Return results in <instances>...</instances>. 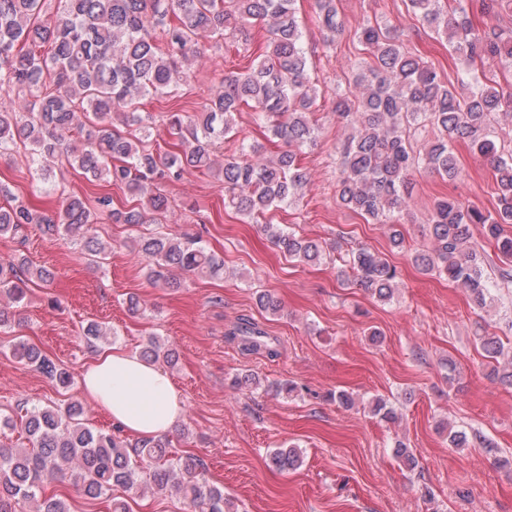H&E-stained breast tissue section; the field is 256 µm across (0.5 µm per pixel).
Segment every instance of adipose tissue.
<instances>
[{
    "mask_svg": "<svg viewBox=\"0 0 512 512\" xmlns=\"http://www.w3.org/2000/svg\"><path fill=\"white\" fill-rule=\"evenodd\" d=\"M81 386L85 399L136 437L166 434L184 412L182 393L170 375L124 349L95 355L83 368Z\"/></svg>",
    "mask_w": 512,
    "mask_h": 512,
    "instance_id": "ef3b65f1",
    "label": "adipose tissue"
}]
</instances>
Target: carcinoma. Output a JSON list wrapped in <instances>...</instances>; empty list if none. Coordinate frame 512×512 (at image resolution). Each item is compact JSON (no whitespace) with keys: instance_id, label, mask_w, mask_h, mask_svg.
Returning a JSON list of instances; mask_svg holds the SVG:
<instances>
[{"instance_id":"obj_1","label":"carcinoma","mask_w":512,"mask_h":512,"mask_svg":"<svg viewBox=\"0 0 512 512\" xmlns=\"http://www.w3.org/2000/svg\"><path fill=\"white\" fill-rule=\"evenodd\" d=\"M60 7L42 19L45 0H0V92L18 90L22 103L0 100V155L19 149L53 185L55 171L72 170L86 178L126 188L132 198L126 209H112L107 194L90 200L77 194L63 198L54 215L32 212L7 188L0 187V237L25 241L28 225L49 236H62L82 257L102 264L112 246L99 239L94 225L101 216L138 227L156 224L170 206L158 184L177 182L188 169L214 174L224 186V204L263 231L289 258L303 263L321 256L320 245L266 221L272 208L304 197L308 172L300 163L303 149L314 144L318 127L311 119L319 90L308 78L309 58L296 16L297 0H59ZM498 0H452L451 12L442 0H407V8L422 25L448 35L460 61L458 80L468 94L441 81L421 58L406 51L396 28L368 20L360 27L362 43L372 56L366 68L349 78V90L336 98V116L351 132L336 145L340 170L338 197L347 208L380 224L391 225L395 247L404 238L394 213L411 204L408 179L423 169L450 183L460 180L453 151L467 141L495 170L497 205L494 212L466 204L455 196L434 203L429 224L430 250L412 256L424 274L448 277L465 289L478 307L491 298L484 258L471 242L469 227L479 224L484 238L495 242L500 255L512 260V156H503L490 139L491 119L512 112V86L488 83L473 68L475 62L506 63L512 67V30L478 28L472 17L489 14ZM318 23L326 42L341 31L337 0H315ZM260 25L267 35L260 60L246 71L226 77L211 90L203 111L170 112L166 125L179 138V150L160 156L152 148V121L139 112L146 97L163 98L186 81L191 62L204 57V43L225 36H247ZM282 144L270 158L260 146L241 143L238 152L216 160V147L235 130L242 107ZM430 125L438 136L420 150L412 132ZM148 261L147 280L153 285L178 286L174 273L216 278L224 274V259L200 239L163 232L140 233L127 241ZM345 265L353 283L378 301L389 302L396 291L398 271L382 255L360 248ZM51 273L22 255L0 259V328L11 326L13 313L1 304H20L28 287L46 283ZM87 343L107 342L111 331L91 321L83 327ZM230 340L249 352L277 354L275 341L258 324L242 318L228 331ZM495 362L491 375L512 382L508 365L496 364L503 353L499 337H478ZM10 356L33 366L63 386L70 372L57 365L33 343L16 339ZM140 357L172 367L175 353L151 339ZM18 437L20 443L9 440ZM453 448L496 451L478 429L448 430ZM161 438L129 439L117 427L95 429L84 419L83 405L64 407L24 404L17 414L0 413V512H16L20 502L35 504L34 512H70L66 500L47 493L48 484L66 479L83 495L107 497L115 486L128 490L168 492L186 512H237L224 488L205 476L203 460L167 451ZM298 448H278L269 456L273 469L288 472L299 466Z\"/></svg>"}]
</instances>
